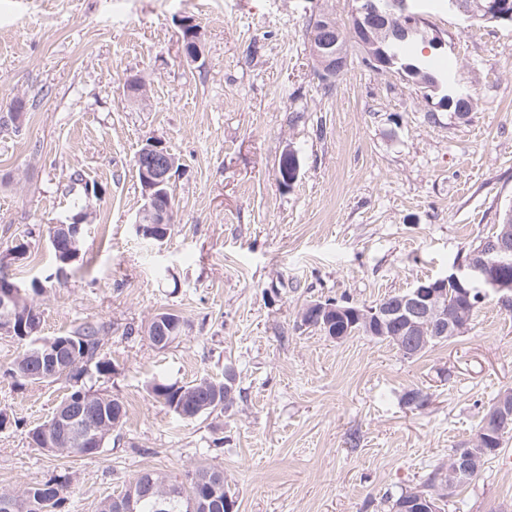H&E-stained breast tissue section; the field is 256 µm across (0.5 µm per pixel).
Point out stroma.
<instances>
[{
	"mask_svg": "<svg viewBox=\"0 0 512 512\" xmlns=\"http://www.w3.org/2000/svg\"><path fill=\"white\" fill-rule=\"evenodd\" d=\"M353 0H0V251L28 242L9 270L43 314L42 337L105 326L110 373L95 387L125 423L93 458L31 445L65 383H24L0 336V490L65 476V512H95L144 471L184 479L223 471L237 512H388L434 465L468 448L500 390L512 388V311L485 299L468 329L417 359L356 334L300 325L308 304L370 306L447 275L512 205V22L470 23L430 6L447 41L434 65L474 93L467 115L439 107L397 71L347 43L323 90L308 23L329 10L348 29ZM197 24L191 62L183 21ZM131 76L144 101L123 92ZM162 141L178 166L169 238L135 229L144 203L135 156ZM300 175L276 177L286 149ZM80 171L84 185L71 186ZM83 221L82 264L48 283L52 224ZM186 329L165 350L127 337L157 313ZM228 411L180 419L147 393L155 381L222 379ZM426 407L402 404L410 390ZM445 512H512V443L447 499Z\"/></svg>",
	"mask_w": 512,
	"mask_h": 512,
	"instance_id": "obj_1",
	"label": "stroma"
}]
</instances>
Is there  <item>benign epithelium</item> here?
Wrapping results in <instances>:
<instances>
[{
  "instance_id": "7a95c632",
  "label": "benign epithelium",
  "mask_w": 512,
  "mask_h": 512,
  "mask_svg": "<svg viewBox=\"0 0 512 512\" xmlns=\"http://www.w3.org/2000/svg\"><path fill=\"white\" fill-rule=\"evenodd\" d=\"M354 24L348 32H343L332 18L323 14L311 21L313 29L311 54L316 67L328 69L331 76H338L345 68L346 58L342 53V43L351 37L364 48L376 70L393 69L391 59L380 43L373 38L368 21L382 19L390 27V36L396 39L406 38L420 32L421 17L415 12L413 0H385L378 5L372 0H358L352 11ZM137 164L142 173L143 196L147 200L146 215L150 223L141 218L135 219L136 231L147 238L162 241L159 234L152 231L153 225L164 224L170 217V210L158 212L154 209L156 201L164 197V186L175 170V160L169 150L157 140L145 143L137 156ZM83 224L53 225V239L64 240L70 245L80 243ZM512 268V226H506L498 240L483 242L472 248L465 259L456 265V271L440 277L432 284L418 282L412 289L396 300L376 308L366 307L362 311L351 308H331L321 302H315L301 317V325L308 327L312 320L323 321V332L330 338L342 341L347 338L351 327L360 323L367 333L375 335L394 321L404 324L405 335L397 337L400 352L415 355L431 342L445 340L449 335L464 332L469 320L461 311L448 306L444 300L446 288L453 285L462 294L474 295L476 299L494 295L499 305L508 310L512 308V279L503 272ZM24 290L12 281L8 275L0 277V309L6 312L0 320V333L13 336L20 334L30 337L37 329L26 330V321L18 318L19 302ZM33 353L45 361L47 369L54 373L59 366L68 364L90 369V362L81 357L66 339L34 343ZM104 424L92 399H78L68 406L54 412L41 435L46 448L68 447L79 444L88 449L94 447L100 437ZM512 428V397L509 393L501 395L485 420L476 444L482 448L494 445L496 439ZM480 472L479 457L472 450H459L448 462L450 481L453 487L459 481L469 482ZM203 480L211 482L214 492L211 497L190 506V512H212L217 506L230 503V497L223 495L224 476L205 475ZM153 494L160 504H165L171 492L166 486L155 484L152 479L134 481L126 496L112 500L113 512H136L139 499Z\"/></svg>"
}]
</instances>
